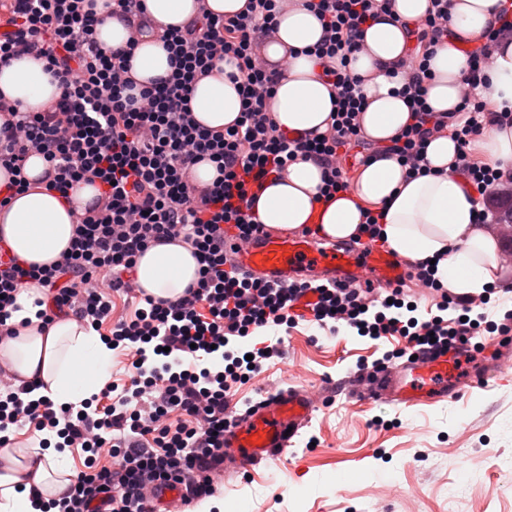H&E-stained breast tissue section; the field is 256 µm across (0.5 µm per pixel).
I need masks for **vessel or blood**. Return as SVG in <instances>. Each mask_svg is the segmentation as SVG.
I'll use <instances>...</instances> for the list:
<instances>
[{
    "mask_svg": "<svg viewBox=\"0 0 512 512\" xmlns=\"http://www.w3.org/2000/svg\"><path fill=\"white\" fill-rule=\"evenodd\" d=\"M241 271L280 282L304 273L325 272L343 285L397 286L409 272L400 255L376 245L350 249L320 246L311 234L284 236L256 233L237 244L230 254ZM479 372L460 377L451 355L420 358L406 363L399 377L383 373L371 383L364 397L408 407L432 404L459 393L478 381ZM317 402L305 388H272L265 392L256 409L224 434V469L248 470L284 455L290 444L288 430L305 427Z\"/></svg>",
    "mask_w": 512,
    "mask_h": 512,
    "instance_id": "vessel-or-blood-1",
    "label": "vessel or blood"
}]
</instances>
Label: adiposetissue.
Listing matches in <instances>:
<instances>
[{
    "mask_svg": "<svg viewBox=\"0 0 512 512\" xmlns=\"http://www.w3.org/2000/svg\"><path fill=\"white\" fill-rule=\"evenodd\" d=\"M500 0H448V42L430 59L431 77L426 100L433 111H453L459 101L465 68L461 49L489 43L493 69L486 93L498 112H512V35L486 40ZM429 0H389L385 10L365 29L362 48L352 61L362 84L366 106L360 114L366 140L387 143L409 121L403 94L395 92L388 76L411 46L410 32L422 20ZM197 13L196 0H147V17L132 58V73L139 82L165 76L169 60L159 41L163 27L180 24ZM323 29L305 0H285L276 30L261 49L268 63H286L267 110L288 134L315 136L327 128L335 102L332 88L307 55L319 43ZM0 93L23 109L36 112L50 105L60 87L31 58L0 66ZM190 108L201 124L221 130L241 112L238 84L224 74L201 79L191 94ZM457 156L454 141L433 136L426 158L430 174L408 178L392 157L379 155L360 166L347 191L337 193L320 213L319 233L328 239L358 236L362 212H383L381 233L388 247L418 263L434 262V276L449 293L469 297L494 287L498 279L497 239L476 221L474 195L450 169ZM46 164L30 157L24 174L30 189L15 195L0 208V234L14 254L27 263L49 264L68 248L74 232L70 206L85 207L95 191L83 185L72 203L46 190L38 179ZM322 184L321 169L311 162L288 165L269 183L253 207L261 224L273 232H293L309 221L313 198ZM198 265L190 249L180 244L151 247L137 263L142 288L158 299H173L197 277ZM42 289L29 285L18 296L13 323L22 327L18 338L0 345L19 380L33 384L32 398L45 397L54 405L77 403L99 393L109 378L112 351L98 334L78 321L63 317L41 329L37 302ZM43 433H35L28 448H0V512H41L39 505L61 497L71 473L65 456L41 447Z\"/></svg>",
    "mask_w": 512,
    "mask_h": 512,
    "instance_id": "obj_1",
    "label": "adipose tissue"
}]
</instances>
